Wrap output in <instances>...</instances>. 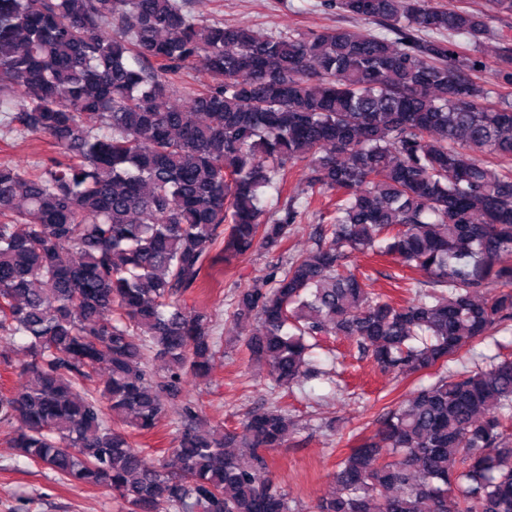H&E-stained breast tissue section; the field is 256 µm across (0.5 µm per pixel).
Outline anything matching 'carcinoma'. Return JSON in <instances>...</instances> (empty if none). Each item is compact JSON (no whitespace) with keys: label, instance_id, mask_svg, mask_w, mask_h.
<instances>
[{"label":"carcinoma","instance_id":"1","mask_svg":"<svg viewBox=\"0 0 512 512\" xmlns=\"http://www.w3.org/2000/svg\"><path fill=\"white\" fill-rule=\"evenodd\" d=\"M337 4L386 33L259 34L185 0H0V112L54 149L26 172L0 162V358L17 336L28 352L0 423H18L26 458L126 512H291L259 477L291 435L283 407L211 433L184 404L175 471L112 417L149 432L183 377L208 374L213 320L181 298L223 258L280 255L307 209L271 213L267 192L298 163L325 200L314 247L234 311L261 322L246 347L273 386L309 373L310 338L343 337L409 376L512 322V102L484 104L483 62L451 41L504 52L487 45L489 19L512 0ZM198 66L223 80L175 98ZM351 252L418 271L416 297L373 292ZM509 423L512 358L440 377L341 458L312 512H512Z\"/></svg>","mask_w":512,"mask_h":512}]
</instances>
